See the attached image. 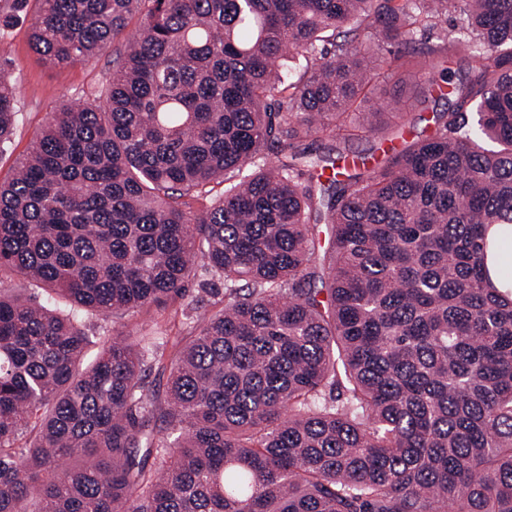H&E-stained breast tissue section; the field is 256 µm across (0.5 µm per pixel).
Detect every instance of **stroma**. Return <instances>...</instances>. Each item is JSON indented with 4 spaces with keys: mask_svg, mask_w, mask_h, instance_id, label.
Masks as SVG:
<instances>
[{
    "mask_svg": "<svg viewBox=\"0 0 512 512\" xmlns=\"http://www.w3.org/2000/svg\"><path fill=\"white\" fill-rule=\"evenodd\" d=\"M0 57L11 63L19 107L13 136L0 147L1 181L29 153L54 108L109 79L112 55L63 67L45 63L31 48L28 12L17 10L13 0H0Z\"/></svg>",
    "mask_w": 512,
    "mask_h": 512,
    "instance_id": "obj_1",
    "label": "stroma"
}]
</instances>
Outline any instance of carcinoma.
<instances>
[{
	"instance_id": "obj_1",
	"label": "carcinoma",
	"mask_w": 512,
	"mask_h": 512,
	"mask_svg": "<svg viewBox=\"0 0 512 512\" xmlns=\"http://www.w3.org/2000/svg\"><path fill=\"white\" fill-rule=\"evenodd\" d=\"M34 2L46 62L116 48L0 181V512H512V0ZM378 41L451 106L371 162ZM16 107L0 68L1 145ZM154 307L190 339L84 365L77 311Z\"/></svg>"
}]
</instances>
